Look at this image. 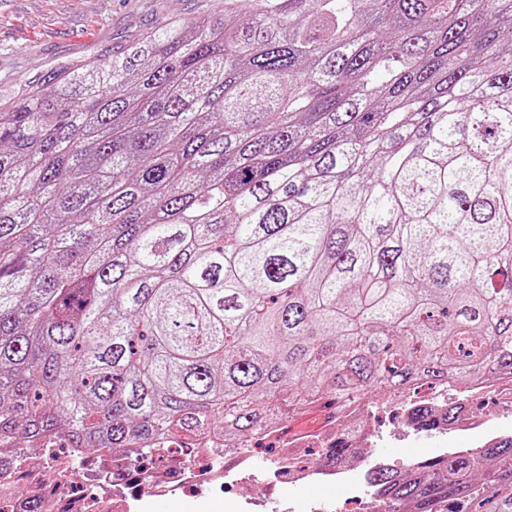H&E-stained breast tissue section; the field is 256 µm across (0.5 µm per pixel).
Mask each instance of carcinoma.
Returning a JSON list of instances; mask_svg holds the SVG:
<instances>
[{
	"instance_id": "carcinoma-1",
	"label": "carcinoma",
	"mask_w": 512,
	"mask_h": 512,
	"mask_svg": "<svg viewBox=\"0 0 512 512\" xmlns=\"http://www.w3.org/2000/svg\"><path fill=\"white\" fill-rule=\"evenodd\" d=\"M512 375V0H224L0 93V439L264 448ZM512 512V439L372 475Z\"/></svg>"
}]
</instances>
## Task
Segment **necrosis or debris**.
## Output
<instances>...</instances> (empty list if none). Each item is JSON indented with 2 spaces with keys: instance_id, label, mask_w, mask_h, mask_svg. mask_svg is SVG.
<instances>
[{
  "instance_id": "4bbe7bcc",
  "label": "necrosis or debris",
  "mask_w": 512,
  "mask_h": 512,
  "mask_svg": "<svg viewBox=\"0 0 512 512\" xmlns=\"http://www.w3.org/2000/svg\"><path fill=\"white\" fill-rule=\"evenodd\" d=\"M414 402L435 412L456 407L450 423H438L432 436L442 439L446 453H456L455 441L466 438L467 454L500 441L493 412L512 414V378L494 385L455 383L420 392ZM366 401L352 403L342 421L327 419L318 429L289 432L280 427L271 432L270 444L279 446L267 474L254 473L252 452L225 448L220 436L206 437L201 447L163 449L159 464L145 467L139 461L120 456L88 454L76 448L33 452L26 448H0V512H27L31 498L46 503L47 512H132L137 504L156 497H174L194 491L198 512H209L215 496L229 492L234 512H274L276 490L323 479L340 487L353 500L358 512H379L373 490L355 478L354 464H335L327 457L308 459L310 448L324 449L343 443L355 453V462L370 468L387 466L385 458H367L363 449L368 432L363 418Z\"/></svg>"
}]
</instances>
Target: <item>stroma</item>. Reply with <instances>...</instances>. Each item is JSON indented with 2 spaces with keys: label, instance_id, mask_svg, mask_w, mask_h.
Returning a JSON list of instances; mask_svg holds the SVG:
<instances>
[{
  "label": "stroma",
  "instance_id": "35a3bbf8",
  "mask_svg": "<svg viewBox=\"0 0 512 512\" xmlns=\"http://www.w3.org/2000/svg\"><path fill=\"white\" fill-rule=\"evenodd\" d=\"M223 7L224 0H0V89L67 63L109 57L161 26ZM373 426L370 455L405 462L442 452L440 439L394 436L387 419Z\"/></svg>",
  "mask_w": 512,
  "mask_h": 512
}]
</instances>
